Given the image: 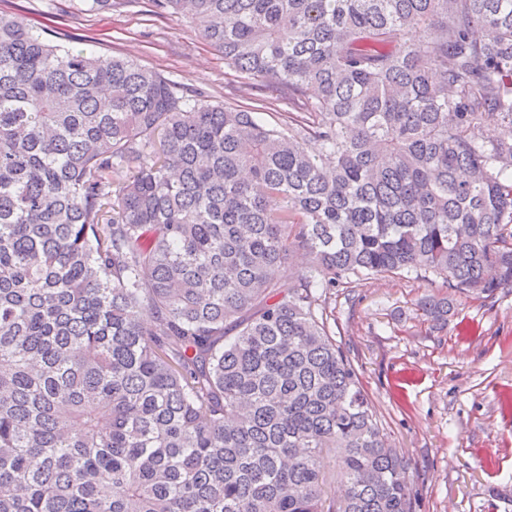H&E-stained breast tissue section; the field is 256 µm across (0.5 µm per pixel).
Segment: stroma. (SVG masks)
<instances>
[{
    "mask_svg": "<svg viewBox=\"0 0 512 512\" xmlns=\"http://www.w3.org/2000/svg\"><path fill=\"white\" fill-rule=\"evenodd\" d=\"M0 14L44 27L72 50L129 56L216 101L242 83L189 19L157 16L148 0L89 11L84 0H0ZM437 285L375 277L337 289L330 326L355 367L418 495L415 512H512V288L457 296L445 325L417 302Z\"/></svg>",
    "mask_w": 512,
    "mask_h": 512,
    "instance_id": "stroma-1",
    "label": "stroma"
}]
</instances>
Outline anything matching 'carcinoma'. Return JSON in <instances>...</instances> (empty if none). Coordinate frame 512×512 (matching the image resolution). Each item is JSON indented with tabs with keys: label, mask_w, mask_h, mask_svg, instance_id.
<instances>
[{
	"label": "carcinoma",
	"mask_w": 512,
	"mask_h": 512,
	"mask_svg": "<svg viewBox=\"0 0 512 512\" xmlns=\"http://www.w3.org/2000/svg\"><path fill=\"white\" fill-rule=\"evenodd\" d=\"M151 3L249 102L0 15V512H413L329 300L512 286V0Z\"/></svg>",
	"instance_id": "1"
}]
</instances>
